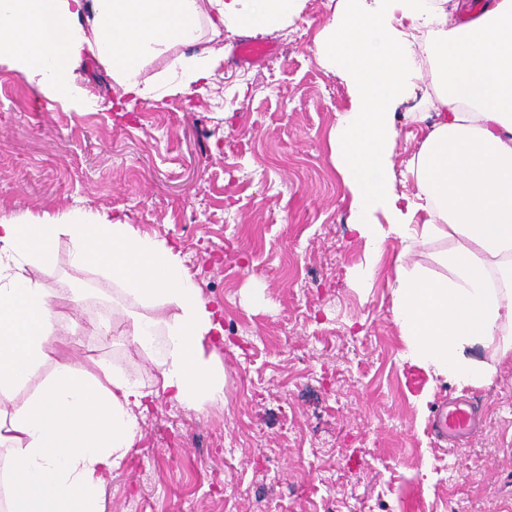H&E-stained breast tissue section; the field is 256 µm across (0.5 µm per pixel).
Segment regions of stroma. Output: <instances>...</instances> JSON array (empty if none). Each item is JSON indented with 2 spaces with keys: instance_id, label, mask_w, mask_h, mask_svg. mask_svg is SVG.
Returning <instances> with one entry per match:
<instances>
[{
  "instance_id": "1",
  "label": "stroma",
  "mask_w": 512,
  "mask_h": 512,
  "mask_svg": "<svg viewBox=\"0 0 512 512\" xmlns=\"http://www.w3.org/2000/svg\"><path fill=\"white\" fill-rule=\"evenodd\" d=\"M273 54L216 86L118 105L108 70L79 69L94 108L47 98L0 65V219L35 222L107 210L177 244L204 297L222 309L224 402L187 409L155 399L141 438L107 475L103 512H512V359L491 384L458 389L406 357L393 316L391 238L374 256L351 228V193L331 134L351 108L343 71L316 51L344 0H297ZM421 80L401 105L393 156L399 192L425 112ZM45 277L74 332L94 324L97 276L69 263ZM264 301L253 304L252 281ZM81 361L152 384L118 336L92 335ZM475 397L486 421L464 448L438 443L444 396Z\"/></svg>"
}]
</instances>
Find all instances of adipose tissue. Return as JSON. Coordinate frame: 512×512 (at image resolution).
Returning <instances> with one entry per match:
<instances>
[{
  "instance_id": "adipose-tissue-1",
  "label": "adipose tissue",
  "mask_w": 512,
  "mask_h": 512,
  "mask_svg": "<svg viewBox=\"0 0 512 512\" xmlns=\"http://www.w3.org/2000/svg\"><path fill=\"white\" fill-rule=\"evenodd\" d=\"M295 0H0V63L43 94L75 96L85 58L111 73L129 102L160 101L213 84L225 31L253 35L286 25ZM174 52L168 83L142 78ZM427 52L431 68L417 58ZM317 52L341 68L352 108L332 141L351 192L354 231L395 260L393 316L409 358L459 386L491 383L512 357V0H486L458 22L438 0H346ZM433 117L410 113L422 136L403 202L393 178V107L422 77ZM383 212L386 224L373 220ZM68 238L69 261L113 288L112 324L156 372L147 386L101 362L67 355L68 330L41 280ZM445 242L444 274L409 262ZM222 309L203 298L182 252L102 211L33 224L0 221V512H101L104 477L140 438L154 398L189 409L224 402V373L209 345ZM51 373L21 406L13 396L45 364Z\"/></svg>"
}]
</instances>
